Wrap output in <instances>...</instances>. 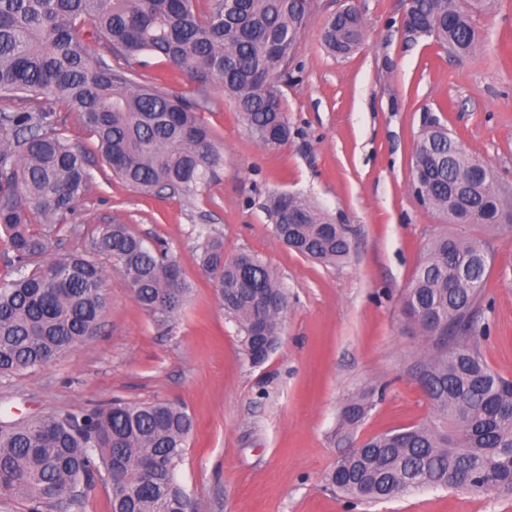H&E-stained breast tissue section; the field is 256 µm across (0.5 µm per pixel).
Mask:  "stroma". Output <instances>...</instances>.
Returning <instances> with one entry per match:
<instances>
[{
	"label": "stroma",
	"mask_w": 512,
	"mask_h": 512,
	"mask_svg": "<svg viewBox=\"0 0 512 512\" xmlns=\"http://www.w3.org/2000/svg\"><path fill=\"white\" fill-rule=\"evenodd\" d=\"M353 3L364 28L357 49L327 53V19ZM408 0H318L281 87L290 136L256 142L233 101L207 88L202 120L224 167L198 195H142L111 176L75 118L72 143L89 155L94 181L52 252L84 250L71 225L125 224L147 245L165 244L192 287L178 313L142 308L117 273L96 336L49 365L0 380V417L80 413L119 399L165 402L194 420L176 478L198 512H512V495L424 488L380 502L342 497L329 485L337 460L366 439L416 425L431 413L416 378L430 347L404 314V296L430 239L459 227L411 188L416 145L429 122L448 128L473 157L512 183V0L475 15L483 47L458 59L403 30ZM310 200L348 231L346 260L326 266L277 240L269 195ZM225 257L246 251L267 264L288 296L277 349L246 358L200 265L209 236ZM491 307L477 338L487 364L512 379V231L488 237ZM368 411L342 431L353 399Z\"/></svg>",
	"instance_id": "stroma-1"
}]
</instances>
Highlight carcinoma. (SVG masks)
<instances>
[{"label":"carcinoma","mask_w":512,"mask_h":512,"mask_svg":"<svg viewBox=\"0 0 512 512\" xmlns=\"http://www.w3.org/2000/svg\"><path fill=\"white\" fill-rule=\"evenodd\" d=\"M482 0H413L430 37L460 58L481 45L473 13ZM309 15L303 0H0V229L8 235L16 277L0 282V377L37 369L96 334L106 308L104 267L110 256L137 302L155 314L183 308L191 289L174 275L175 260L146 245L126 224H101L89 247L49 255L54 225L74 211L92 176L86 153L68 136L61 104L93 139L113 175L142 193L197 195L224 167V153L198 116L216 84L235 103L258 142L288 138L277 97L288 79ZM104 53L88 56L84 26ZM361 17L331 16L323 41L351 53ZM153 56L190 75L201 98L188 102L137 67ZM490 178L471 182L475 166ZM469 185L464 196L455 183ZM412 188L425 205L456 222L468 211L486 234L503 230L507 199L489 165L454 153L447 134L420 139ZM276 238L304 257L336 265L349 254L347 229L336 230L296 194L269 196ZM201 263L224 311L238 324L243 351L263 363L277 346L288 298L274 271L250 253L224 257L209 237ZM491 268L476 235L433 237L405 295L407 318L434 319L424 330L432 347L417 366L432 415L377 435L336 462L331 482L354 500H386L423 488L509 493L512 471V380L491 369L476 342L475 320ZM366 405L345 409L357 424ZM194 422L181 407L114 401L86 413L0 421V496L28 512L79 505L83 490L105 477L111 512H186L189 494L175 474Z\"/></svg>","instance_id":"carcinoma-1"}]
</instances>
